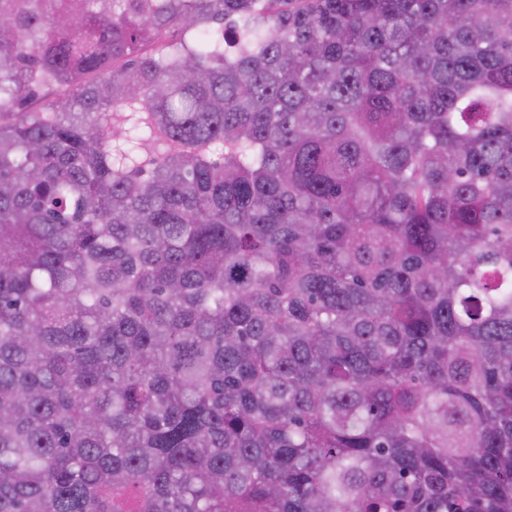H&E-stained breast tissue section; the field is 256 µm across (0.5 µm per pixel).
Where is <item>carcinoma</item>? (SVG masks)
<instances>
[{
    "label": "carcinoma",
    "mask_w": 512,
    "mask_h": 512,
    "mask_svg": "<svg viewBox=\"0 0 512 512\" xmlns=\"http://www.w3.org/2000/svg\"><path fill=\"white\" fill-rule=\"evenodd\" d=\"M0 512H512V0H0Z\"/></svg>",
    "instance_id": "carcinoma-1"
}]
</instances>
